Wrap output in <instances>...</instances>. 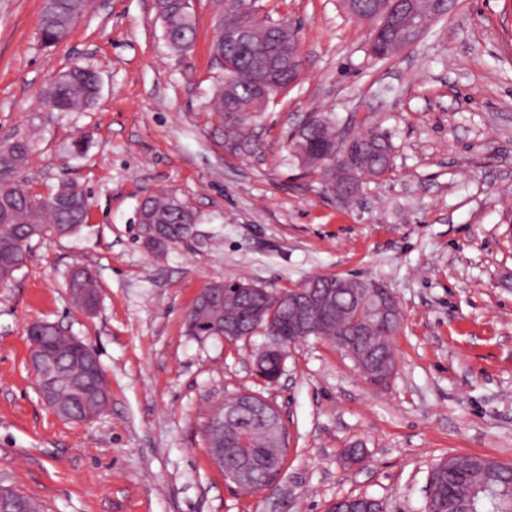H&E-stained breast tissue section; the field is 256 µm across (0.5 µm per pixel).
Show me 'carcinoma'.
I'll use <instances>...</instances> for the list:
<instances>
[{
    "label": "carcinoma",
    "mask_w": 512,
    "mask_h": 512,
    "mask_svg": "<svg viewBox=\"0 0 512 512\" xmlns=\"http://www.w3.org/2000/svg\"><path fill=\"white\" fill-rule=\"evenodd\" d=\"M90 0H44L40 18V37L48 46L66 39L74 21L88 10ZM160 8L171 23L172 36L168 46L177 52L187 50L194 39L193 15H186L179 0H162ZM363 20L371 26L370 55L377 61H387L405 48L402 44L403 17L393 15L385 20L376 14L373 4L363 3ZM251 26L260 42L246 49L228 48L224 39L216 37L215 48L224 51L230 67L224 70V79L214 89L218 98L217 112L224 120V152L231 156L256 155L263 146L254 133L252 123L259 118L256 75L267 62L262 50L267 44L264 30L268 22L253 17ZM97 75L87 69L73 68L59 75L46 92V98L61 112H81L97 99ZM356 124L354 117L340 119L333 112H313L298 127L291 138V152L309 171L319 173L336 195L349 200L364 188V179L381 178L392 169L394 146L384 135L369 127L357 134L359 151L354 161L343 159L345 140ZM28 142L20 139L0 145V279L14 277L22 262V253L34 238H41L57 230L67 232L81 228L90 217L87 197L71 185H62L55 194L41 199L25 184L15 180V174L27 163ZM196 214L177 196L149 197L139 208L142 234L157 232L160 238L146 241L153 253L187 239ZM363 279L336 275L315 276L302 287L321 289L327 306L309 309L303 313L288 302L293 290L268 291L269 298L263 321L256 323L249 308L257 295L249 288L240 291L223 290L224 298L207 304L198 300L188 311L186 321L193 336L221 337L224 331L232 333L233 341L244 340L261 333L278 337L281 348L288 349V325L296 317L305 315L319 322L314 337L332 341L355 362L369 363L371 382L386 385L389 379L383 368L396 364L392 336L401 323L399 307H394L386 322L378 320L375 300L391 299L386 288L362 289ZM71 300L82 310L98 304V283L87 269L78 277L68 276ZM45 347L58 357L63 369L54 374L53 407L66 420L68 415L92 413L99 415L98 403L106 393L102 366L88 359L85 343L62 334L51 322L41 325ZM251 440L247 449H224L226 478L238 469L259 462L283 467L287 439L276 441L263 426L250 425ZM485 483L481 494V508L486 512H512V498L497 494L501 484L512 482V464L469 454L454 455L438 463L432 471L429 489V512H448V503L466 500L471 483ZM327 512H383L382 503L368 495L348 496L336 500Z\"/></svg>",
    "instance_id": "1"
}]
</instances>
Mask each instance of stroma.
I'll list each match as a JSON object with an SVG mask.
<instances>
[{"instance_id":"1","label":"stroma","mask_w":512,"mask_h":512,"mask_svg":"<svg viewBox=\"0 0 512 512\" xmlns=\"http://www.w3.org/2000/svg\"><path fill=\"white\" fill-rule=\"evenodd\" d=\"M299 26L300 80L256 123L261 154L224 152L212 89L219 4L196 0V37L170 50L154 0H91L69 39L40 38L42 0H0V143L32 137L18 178L38 196L83 190L78 234L33 240L0 288V484L42 512H326L369 495L426 512L432 470L456 454L512 463V0H458L386 62L339 0H257ZM100 78L82 112L43 104L58 75ZM313 112L365 118L395 146L384 180L344 201L289 151ZM180 197L192 235L149 252L146 195ZM99 285L93 314L67 288L74 265ZM319 275L373 279L402 312L397 370L372 386L330 341L290 344L278 382L253 372L262 335H190L185 316L216 280L275 289ZM63 327L97 353L106 411L77 424L40 399L28 327ZM262 392L288 429L276 490L244 493L204 447L212 407ZM361 446L362 464L343 463Z\"/></svg>"}]
</instances>
